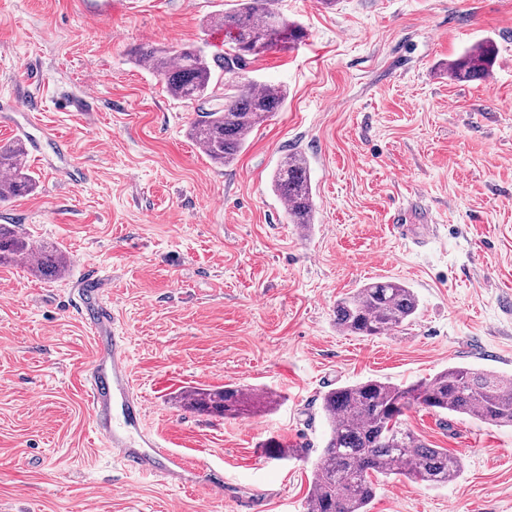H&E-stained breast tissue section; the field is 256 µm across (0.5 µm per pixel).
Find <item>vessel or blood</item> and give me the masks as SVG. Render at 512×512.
I'll return each instance as SVG.
<instances>
[{
    "label": "vessel or blood",
    "mask_w": 512,
    "mask_h": 512,
    "mask_svg": "<svg viewBox=\"0 0 512 512\" xmlns=\"http://www.w3.org/2000/svg\"><path fill=\"white\" fill-rule=\"evenodd\" d=\"M104 293V281L99 278L86 283L79 294L84 321L96 346V357L87 377L93 431L128 470L159 478L164 483L181 480L188 469L184 459L135 431L145 402L133 391L126 341L112 329V308Z\"/></svg>",
    "instance_id": "vessel-or-blood-1"
}]
</instances>
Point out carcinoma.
Segmentation results:
<instances>
[{"label":"carcinoma","instance_id":"1","mask_svg":"<svg viewBox=\"0 0 512 512\" xmlns=\"http://www.w3.org/2000/svg\"><path fill=\"white\" fill-rule=\"evenodd\" d=\"M275 0H238L235 7L210 21L224 28L227 48L207 56L194 46L133 50L135 62L161 77L169 95L180 100L213 101L197 113L189 126L192 140L213 162L226 166L243 151L249 135L273 113L280 111L287 91L280 86L255 88L248 80L217 93L214 68L226 75L244 70L248 44L266 41L265 51L298 42L302 28L273 8ZM497 59L491 39L473 44L460 57L448 61L450 80L483 78ZM20 141L0 146V202L31 192L36 179L24 161ZM277 196L287 206L292 224L307 227L313 221L314 200L310 168L298 153L281 161L273 176ZM32 240L10 224H0V266L15 265L32 251ZM66 254L42 242L31 271L43 278L65 273ZM419 309L412 288L397 280L367 283L336 301V326L360 337L384 334L411 320ZM181 407L224 417H239L271 409L274 397L264 391L247 393L233 386L222 389L191 388L175 397ZM436 414L464 415L495 427H512V375L464 366H450L429 380L398 385L367 379L339 386L322 397L329 434L314 463L307 512H368L374 497L372 477L403 476L430 486H443L461 474L460 460L446 448H432L404 426L411 407Z\"/></svg>","mask_w":512,"mask_h":512}]
</instances>
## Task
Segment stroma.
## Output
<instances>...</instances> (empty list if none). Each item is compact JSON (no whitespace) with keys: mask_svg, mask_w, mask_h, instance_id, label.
<instances>
[{"mask_svg":"<svg viewBox=\"0 0 512 512\" xmlns=\"http://www.w3.org/2000/svg\"><path fill=\"white\" fill-rule=\"evenodd\" d=\"M232 3L122 0L105 34L79 0H0V98L38 103L44 129L36 188L0 203V224L70 258L60 279L0 267V512H305L325 391L451 365L512 375V0H278L304 37L244 75L287 100L221 166L187 134L198 103L131 51L220 52L209 21ZM484 38L490 75L448 79ZM294 152L314 192L305 231L272 188ZM90 275L109 280L140 428L186 457V485L127 472L92 432L96 346L74 307ZM377 278L415 291V320L337 330V300ZM227 385L279 404L227 419L172 401ZM403 422L462 473L379 479L370 512H512V427L415 408Z\"/></svg>","mask_w":512,"mask_h":512,"instance_id":"stroma-1","label":"stroma"}]
</instances>
